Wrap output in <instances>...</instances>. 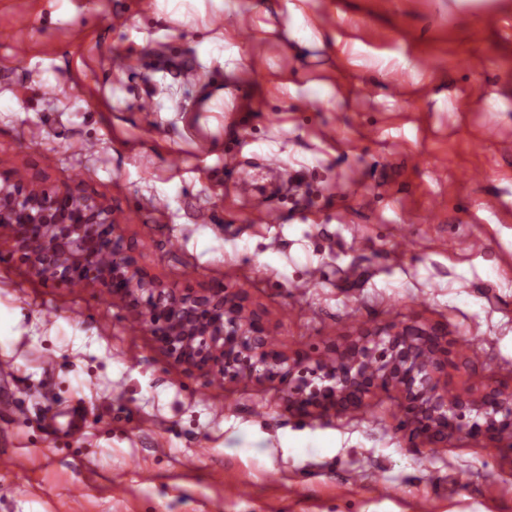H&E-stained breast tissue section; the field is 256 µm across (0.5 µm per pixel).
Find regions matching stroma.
Returning <instances> with one entry per match:
<instances>
[{
	"label": "stroma",
	"mask_w": 512,
	"mask_h": 512,
	"mask_svg": "<svg viewBox=\"0 0 512 512\" xmlns=\"http://www.w3.org/2000/svg\"><path fill=\"white\" fill-rule=\"evenodd\" d=\"M17 173L105 204L165 285L242 293L287 354L419 322L449 391L512 388V0H0ZM399 418L391 393L296 417L189 371L0 229V512H512L511 459Z\"/></svg>",
	"instance_id": "stroma-1"
}]
</instances>
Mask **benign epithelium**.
Returning a JSON list of instances; mask_svg holds the SVG:
<instances>
[{
	"mask_svg": "<svg viewBox=\"0 0 512 512\" xmlns=\"http://www.w3.org/2000/svg\"><path fill=\"white\" fill-rule=\"evenodd\" d=\"M0 228L11 231L20 259L42 282L84 280L125 301L158 346L188 369L224 383L277 386L288 413L343 416L363 408L377 390L398 395V430L410 440L445 448L457 433L512 455V390L487 384L448 392V333L437 325L402 322L366 329L334 344L331 356L288 355L273 346L264 317L222 285L171 288L135 261L101 202L69 188L0 181ZM112 253V265L100 262Z\"/></svg>",
	"mask_w": 512,
	"mask_h": 512,
	"instance_id": "7a95c632",
	"label": "benign epithelium"
}]
</instances>
